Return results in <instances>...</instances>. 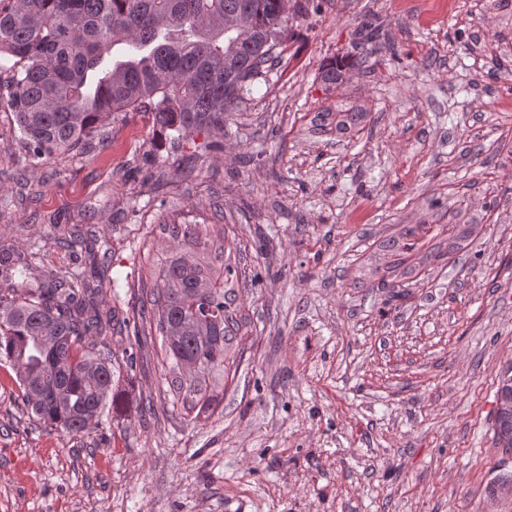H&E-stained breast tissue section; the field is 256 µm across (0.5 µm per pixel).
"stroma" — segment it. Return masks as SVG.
Listing matches in <instances>:
<instances>
[{"mask_svg":"<svg viewBox=\"0 0 512 512\" xmlns=\"http://www.w3.org/2000/svg\"><path fill=\"white\" fill-rule=\"evenodd\" d=\"M382 26L362 56L357 31ZM280 63L223 130L171 142L124 112L105 143L29 166L0 107V246L77 259L98 238L101 299L139 312L126 280L150 224L226 219L256 282L249 348L210 418L174 400L160 340L106 337L112 401L89 433L39 428L0 362V512H512L486 487L512 472L492 417L512 363V9L499 0H314L290 13ZM359 58L343 83L322 64ZM360 112L336 129L324 113ZM461 250L388 268L381 243ZM153 398L155 414L142 412ZM67 237L63 238L67 245L75 251H79L80 255L84 254V257L88 259L89 263H95L96 260V239L91 231L84 230L80 225L75 224L72 228L67 230Z\"/></svg>","mask_w":512,"mask_h":512,"instance_id":"1","label":"stroma"}]
</instances>
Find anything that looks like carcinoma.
I'll return each mask as SVG.
<instances>
[{"mask_svg":"<svg viewBox=\"0 0 512 512\" xmlns=\"http://www.w3.org/2000/svg\"><path fill=\"white\" fill-rule=\"evenodd\" d=\"M285 23L284 0H9L0 6V55L19 68L0 105L13 112L33 160L85 151L129 110L180 136L222 129L247 83L276 59ZM357 66L336 59L320 79L340 84ZM159 232L196 255L148 246L138 285L150 309H141L134 332L162 337L176 396L187 412H205L247 350L241 269L225 258L222 228L161 224ZM67 236L95 262L90 231L76 224ZM410 237L383 247L412 251ZM109 287L77 268L45 266L36 242L0 248V361L17 371L23 411L49 431L87 432L112 394V351L102 338L117 323L98 301Z\"/></svg>","mask_w":512,"mask_h":512,"instance_id":"carcinoma-1","label":"carcinoma"}]
</instances>
